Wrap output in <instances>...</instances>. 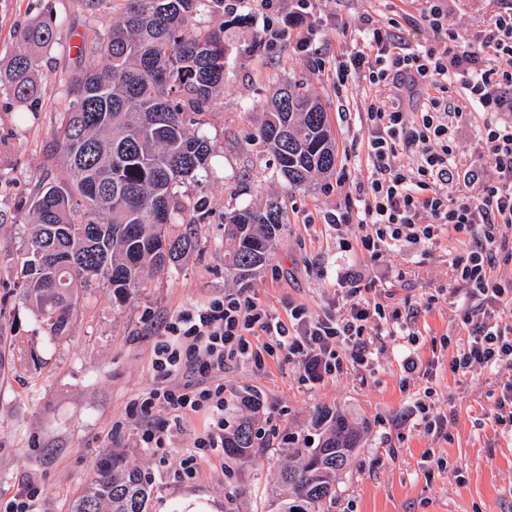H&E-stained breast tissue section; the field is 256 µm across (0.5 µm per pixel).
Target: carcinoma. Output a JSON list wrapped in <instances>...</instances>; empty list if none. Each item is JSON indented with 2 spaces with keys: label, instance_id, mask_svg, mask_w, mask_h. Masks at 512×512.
<instances>
[{
  "label": "carcinoma",
  "instance_id": "carcinoma-1",
  "mask_svg": "<svg viewBox=\"0 0 512 512\" xmlns=\"http://www.w3.org/2000/svg\"><path fill=\"white\" fill-rule=\"evenodd\" d=\"M224 8V0H125L116 23L78 46L77 58L105 60L75 69L65 87L55 150L63 176L29 203L31 228L21 261L20 295L44 333L60 338L86 291L104 279L124 301L158 275L178 270L198 247L192 228L168 227L202 203L181 187L207 168L210 145L200 130L224 94L228 45L224 26L196 28L194 17ZM53 28L38 23L20 32L19 50L0 71V95L38 105L41 53ZM276 161L275 174L292 189L336 170L328 114L311 92L278 84L259 128ZM286 224L276 203L233 209L224 224V266L239 279L267 262ZM15 342L0 328V373L13 365ZM318 440L288 449L297 465L280 474L271 512H329L336 474L359 447L360 434L339 411L321 407L313 418ZM258 445L253 422L241 418L224 433V455L249 458ZM152 490L141 470L120 453L97 465L70 512H149Z\"/></svg>",
  "mask_w": 512,
  "mask_h": 512
}]
</instances>
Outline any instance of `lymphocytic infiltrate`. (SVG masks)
<instances>
[{"label": "lymphocytic infiltrate", "mask_w": 512, "mask_h": 512, "mask_svg": "<svg viewBox=\"0 0 512 512\" xmlns=\"http://www.w3.org/2000/svg\"><path fill=\"white\" fill-rule=\"evenodd\" d=\"M424 18L432 41L411 45L397 32L395 19H362L364 44L336 57V85L353 81L380 87L390 76L406 79L426 104L415 112L395 102L370 103L366 112L367 172L342 168L337 181L347 191L344 210L325 216L328 224L357 227V237L371 261L405 247L435 239L445 231L477 229L474 246L454 253L450 265L465 287L460 321L468 338L457 345L453 372L473 367L506 376L509 392L499 402L498 421L512 427V324L501 311L512 303V282L494 278L496 259L512 260V12L495 15L476 35L448 27L446 0H425ZM464 96L451 101V83ZM480 112L478 140L483 156L496 171L481 181L478 170L461 169L462 151L452 117ZM457 194H449L450 184ZM342 313L316 320L295 306L287 314L268 309L257 298L238 291L189 308L171 320L161 334L152 368L159 385L138 403L141 412L169 411L173 425L190 413L204 412L208 425L181 461L192 470L224 447V386H177L181 372L218 373L229 364L261 368L265 354L279 351L315 375H334L345 367H370L373 353L364 335L376 326L379 335L410 339V321L387 312L386 288L366 289L360 273L348 277Z\"/></svg>", "instance_id": "obj_1"}]
</instances>
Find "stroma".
Returning <instances> with one entry per match:
<instances>
[{
	"label": "stroma",
	"mask_w": 512,
	"mask_h": 512,
	"mask_svg": "<svg viewBox=\"0 0 512 512\" xmlns=\"http://www.w3.org/2000/svg\"><path fill=\"white\" fill-rule=\"evenodd\" d=\"M224 2L223 13L201 18L209 27L224 25L229 65L224 94L203 129L211 146L207 169L185 186L209 210L195 226L199 250L124 303H113L109 288L89 289L68 336L54 339L13 290L27 202L63 173L53 150L59 76L74 66L83 34L118 20L124 0H0L1 67L17 50L23 28L43 21L56 35L38 73V109L0 96V289L10 291L0 305V323L12 326L17 338L14 367L0 376V512L31 487L38 512H69L97 463L112 452L140 467L152 487L150 512H183V499L193 496L207 498L216 512H267L268 491L289 462L288 441L313 436L311 418L320 406L343 411L362 431L349 467L336 477L332 512H512V431L496 421L504 380L484 367L453 373L452 351L442 346L444 339L456 344L466 337L459 327L464 293L448 256L471 244V235L450 230L411 247L402 259L404 277L394 279L387 263L370 262L353 229L325 224L326 214L346 205L335 177L290 189L275 176L274 160L258 140L273 85L295 82L324 105L338 163L367 166V89L336 87L331 63L351 45L337 26L355 31L365 14L393 16L402 36L422 44L431 36L422 0H321L327 42L318 55L296 46L294 36L305 31L306 20L295 14L292 0ZM510 9L512 0H450L448 24L474 34L490 16ZM268 21L288 26L292 39L265 44ZM272 200L286 206L288 223L267 263L239 283L224 268V215L236 205L256 208ZM353 270L365 282L387 285L389 308L414 314V343L373 337L378 358L371 370L312 381L278 352L266 356L261 369L226 366L224 416L232 422L252 416L260 442L256 457L227 464L213 456L197 465L193 477H183L180 463L208 424L202 412L187 416L161 447L139 444L144 421L131 409L155 385L151 361L165 321L242 286L271 310L300 305L317 317ZM409 356L417 360L418 374L404 372ZM427 389L440 422L431 433L412 414ZM248 394L259 398L258 410L242 405ZM439 457L445 466L436 465Z\"/></svg>",
	"instance_id": "1"
}]
</instances>
